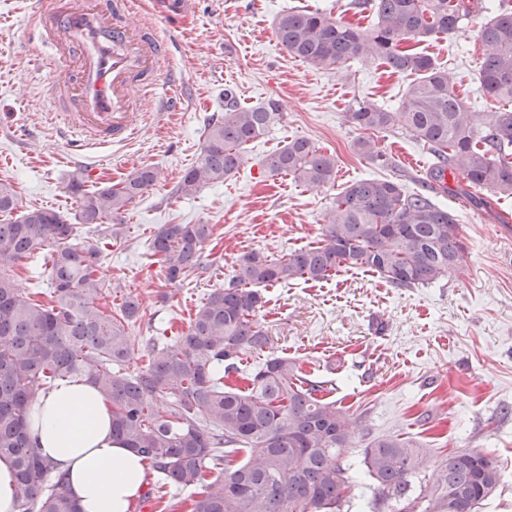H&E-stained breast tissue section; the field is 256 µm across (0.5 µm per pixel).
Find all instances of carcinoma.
I'll list each match as a JSON object with an SVG mask.
<instances>
[{
	"label": "carcinoma",
	"mask_w": 512,
	"mask_h": 512,
	"mask_svg": "<svg viewBox=\"0 0 512 512\" xmlns=\"http://www.w3.org/2000/svg\"><path fill=\"white\" fill-rule=\"evenodd\" d=\"M480 29L481 89L512 103V0ZM376 21L360 29L320 11L287 12L275 31L292 56L314 69L353 59L378 58L392 71L417 75L390 112L359 102L347 113L356 128L384 132L401 127L429 147L434 163L427 191L408 193L394 180L350 185L325 213L321 245L279 258L241 255L234 274L214 289L170 343L145 340L148 363L125 367L127 327L142 317L128 298L120 309L90 299L109 294L98 276L103 252L83 229L122 216L158 173L140 169L122 184L96 189L73 180L79 202L76 223L56 211L28 209L0 222V459L11 461L18 485L16 512H79L62 481L46 485L52 466L29 435L32 404L58 381H91L112 407V438L144 456L170 484L196 488L190 512H341L355 485L340 464L352 447L346 411L325 399L324 383L310 380L297 363L270 357L242 372L247 352H261L268 336L254 320L259 286L296 279L319 280L342 267L364 268L396 288L434 283L457 267L464 246L452 212L434 195L448 192L447 175L488 207L483 194L512 195V108L479 126L454 92L448 73L402 44L432 35L453 36L475 11L472 0H357ZM282 116L269 99L244 108L224 91V116L209 127L201 156L185 171L176 194L190 197L224 181L244 164L246 146ZM271 175H289L305 186L336 176V159L306 139H295L263 160ZM19 209L13 183L0 179V216ZM209 224H163L150 243L165 278L181 283L200 269ZM44 254L49 304L23 296L12 272L18 263ZM169 398L166 410L156 407ZM422 449L395 435L372 438L362 463L379 495L403 503L399 512H474L496 490L500 473L477 450L442 458L425 495L412 497ZM219 468L214 479L207 472Z\"/></svg>",
	"instance_id": "carcinoma-1"
}]
</instances>
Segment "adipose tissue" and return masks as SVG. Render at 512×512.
<instances>
[{
  "instance_id": "ef3b65f1",
  "label": "adipose tissue",
  "mask_w": 512,
  "mask_h": 512,
  "mask_svg": "<svg viewBox=\"0 0 512 512\" xmlns=\"http://www.w3.org/2000/svg\"><path fill=\"white\" fill-rule=\"evenodd\" d=\"M30 437L79 512H130L146 478L141 455L112 438V414L84 381L63 380L32 405Z\"/></svg>"
}]
</instances>
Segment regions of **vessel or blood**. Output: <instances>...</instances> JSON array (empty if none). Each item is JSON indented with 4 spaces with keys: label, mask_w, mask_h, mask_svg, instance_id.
I'll return each mask as SVG.
<instances>
[{
    "label": "vessel or blood",
    "mask_w": 512,
    "mask_h": 512,
    "mask_svg": "<svg viewBox=\"0 0 512 512\" xmlns=\"http://www.w3.org/2000/svg\"><path fill=\"white\" fill-rule=\"evenodd\" d=\"M31 11L41 43L63 68L51 96L73 153L130 139L135 99L154 97L170 43L131 21L130 0H32Z\"/></svg>",
    "instance_id": "vessel-or-blood-1"
}]
</instances>
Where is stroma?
Listing matches in <instances>:
<instances>
[{
	"label": "stroma",
	"instance_id": "1",
	"mask_svg": "<svg viewBox=\"0 0 512 512\" xmlns=\"http://www.w3.org/2000/svg\"><path fill=\"white\" fill-rule=\"evenodd\" d=\"M481 3L453 37L407 46L447 71L483 124L500 104L480 88L477 37L498 0ZM291 9L319 10L363 29L375 21L372 9L358 10L353 0H136L133 20L154 26L171 44L166 68L180 77L181 100L172 112L142 101L136 135L99 146L90 158L97 170L88 184L95 188L146 166L160 172L130 205L120 234L103 226L90 232L105 245L99 273L112 288L113 305L128 296L143 305L142 319L129 330L127 367L144 365L146 337L169 341L186 331L208 294L232 277L240 255L255 250L277 257L319 245L324 214L348 185L388 178L410 192L422 188L432 163L427 146L402 128L373 133L388 158L381 164L358 152L357 141L368 135L346 119L360 100L396 110L410 76L378 59L311 68L277 39L275 19ZM61 78V67L36 41L27 0H0V179L15 184L22 207L52 209L71 221L78 204L69 185L84 166L54 120L49 90ZM228 88L244 106L278 100L282 117L249 144L247 163L223 183L191 197L175 195L212 120L224 111ZM295 138L335 157V180L316 188L265 172L262 159ZM438 203L454 213L465 246L455 271L418 288H395L378 274L347 267L320 281L263 287L255 319L270 343L263 354L240 361L248 370L264 355L296 359L347 408L357 445L345 458L353 464L350 477L360 480L348 512L395 510L394 500L376 503L377 487L362 464L368 440L383 434L425 448L429 481L449 452H484L501 480L475 512H512V196L494 197L487 209L462 195ZM162 224L212 225L202 247L205 274L167 282L149 251Z\"/></svg>",
	"mask_w": 512,
	"mask_h": 512
}]
</instances>
